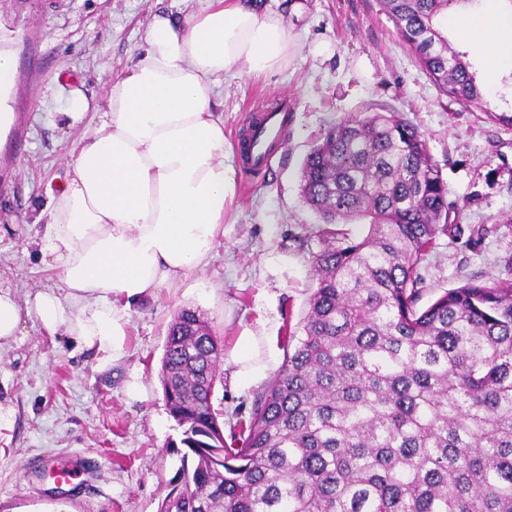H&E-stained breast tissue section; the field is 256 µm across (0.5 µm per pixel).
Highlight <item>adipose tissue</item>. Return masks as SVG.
<instances>
[{"label": "adipose tissue", "mask_w": 512, "mask_h": 512, "mask_svg": "<svg viewBox=\"0 0 512 512\" xmlns=\"http://www.w3.org/2000/svg\"><path fill=\"white\" fill-rule=\"evenodd\" d=\"M486 44L488 76L512 69V11L457 13ZM297 44L283 14L258 0H224L178 21L153 14L140 60L112 84L98 129L71 151L66 182L38 216L41 262L60 284L18 303L0 287V342L26 322L63 333L99 368L126 359L133 308L205 265L235 198L221 78L287 68ZM276 336L247 331L231 352L239 388L276 366Z\"/></svg>", "instance_id": "adipose-tissue-1"}]
</instances>
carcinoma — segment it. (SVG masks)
<instances>
[{
	"instance_id": "carcinoma-1",
	"label": "carcinoma",
	"mask_w": 512,
	"mask_h": 512,
	"mask_svg": "<svg viewBox=\"0 0 512 512\" xmlns=\"http://www.w3.org/2000/svg\"><path fill=\"white\" fill-rule=\"evenodd\" d=\"M471 2L383 0L462 105L484 89L446 28ZM301 193L327 225L315 287L230 440L212 402L221 340L195 310L169 326L160 381L186 451L160 512H512V287L469 282L419 306V269L457 230L423 133L395 112L349 116L304 158Z\"/></svg>"
}]
</instances>
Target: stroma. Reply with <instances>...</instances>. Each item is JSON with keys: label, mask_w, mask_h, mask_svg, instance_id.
Instances as JSON below:
<instances>
[{"label": "stroma", "mask_w": 512, "mask_h": 512, "mask_svg": "<svg viewBox=\"0 0 512 512\" xmlns=\"http://www.w3.org/2000/svg\"><path fill=\"white\" fill-rule=\"evenodd\" d=\"M288 16L300 49L287 70L229 77L221 84L224 136L237 193L224 235L206 265L180 287L135 307L129 355L102 371L66 336L26 324L0 345V512H159L180 465L181 430L160 383L168 325L181 309L198 311L232 349L243 329L298 325L312 292L318 215L304 202L300 169L333 122L359 112H397L423 133L447 185L455 236H440L422 264L429 304L471 280L512 283V129L488 112L512 111V70L489 79L483 49L449 32L468 51L484 99L451 102L400 37L380 0H300ZM200 0H0V50L16 60L12 123L0 138V286L18 301L58 283L35 253L33 225L65 179L77 139L101 123L109 87L139 59L151 14L199 10ZM328 46L312 55L315 44ZM81 93L88 108L68 116ZM288 112L281 146L253 174L239 156L252 121ZM223 360L213 405L225 425L249 419L273 379L239 390ZM139 373L145 387L130 396Z\"/></svg>", "instance_id": "stroma-1"}]
</instances>
